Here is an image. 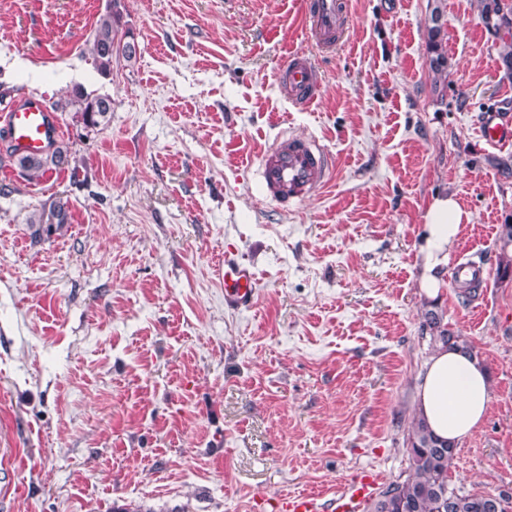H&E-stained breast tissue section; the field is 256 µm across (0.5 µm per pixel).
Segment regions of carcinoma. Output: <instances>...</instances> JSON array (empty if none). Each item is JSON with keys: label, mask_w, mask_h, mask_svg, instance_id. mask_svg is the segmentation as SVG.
<instances>
[{"label": "carcinoma", "mask_w": 512, "mask_h": 512, "mask_svg": "<svg viewBox=\"0 0 512 512\" xmlns=\"http://www.w3.org/2000/svg\"><path fill=\"white\" fill-rule=\"evenodd\" d=\"M480 16L484 27L499 36L502 42L500 63L504 74L512 77V0H480ZM429 53L430 67L441 72L447 67L443 47L441 12L431 13ZM120 14L109 9L96 22L93 33L92 56L97 72L102 76L112 73V59L122 55L128 59L136 55L135 43L119 35ZM55 110L77 114L87 129H96L109 121L112 99L91 95L76 86L68 98L54 105ZM70 150L62 142L39 157L19 156L18 167L29 177H42L48 172L68 166ZM70 202L61 197L51 204L49 213L43 212L30 220L33 238L50 237L69 223ZM426 325L434 345L455 348L465 355H473L471 345L460 334L450 330L438 313L425 314ZM407 448L410 474L402 482L392 484L374 504L373 512H479L476 505L479 493H462L448 484V470L455 455V445L436 438L425 421L414 417Z\"/></svg>", "instance_id": "obj_1"}]
</instances>
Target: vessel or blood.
<instances>
[{"mask_svg": "<svg viewBox=\"0 0 512 512\" xmlns=\"http://www.w3.org/2000/svg\"><path fill=\"white\" fill-rule=\"evenodd\" d=\"M305 16L309 32L322 48L336 46L344 32L347 17L345 0H307ZM282 93L302 108L315 103L321 93V77L302 54H293L279 76ZM6 133L16 153L38 155L45 152L60 127L47 106L38 100L24 99L13 104L6 114ZM482 136L493 146L512 142V124L483 122ZM335 170L331 155L312 137L282 135L262 153L258 164V180L264 197L289 206L310 197L324 186ZM256 293L253 272L232 256L224 258V302L232 308L252 306ZM378 476L370 469L357 471L343 491L333 498L332 512H360L373 494ZM280 512H322L319 497L298 493L279 503Z\"/></svg>", "mask_w": 512, "mask_h": 512, "instance_id": "1", "label": "vessel or blood"}]
</instances>
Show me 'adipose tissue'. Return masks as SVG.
Listing matches in <instances>:
<instances>
[{
	"label": "adipose tissue",
	"mask_w": 512,
	"mask_h": 512,
	"mask_svg": "<svg viewBox=\"0 0 512 512\" xmlns=\"http://www.w3.org/2000/svg\"><path fill=\"white\" fill-rule=\"evenodd\" d=\"M472 215L454 196L434 198L425 213L427 233L420 246V286L434 297L442 285L441 271ZM492 401L489 372L480 358L438 349L425 363L416 396V413L439 438L458 443L485 420Z\"/></svg>",
	"instance_id": "ef3b65f1"
}]
</instances>
